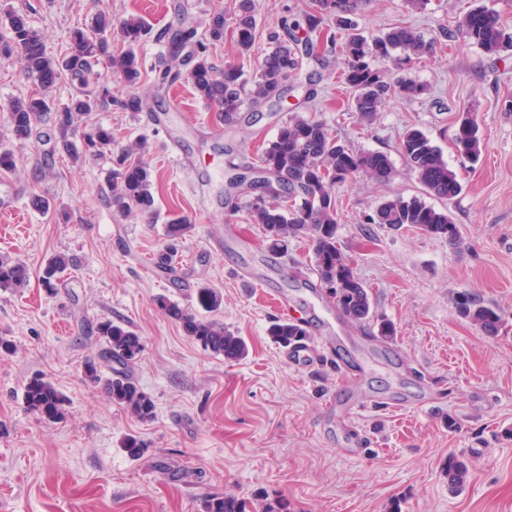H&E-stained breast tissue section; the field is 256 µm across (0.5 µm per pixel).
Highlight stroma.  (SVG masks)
I'll return each mask as SVG.
<instances>
[{
    "label": "stroma",
    "mask_w": 512,
    "mask_h": 512,
    "mask_svg": "<svg viewBox=\"0 0 512 512\" xmlns=\"http://www.w3.org/2000/svg\"><path fill=\"white\" fill-rule=\"evenodd\" d=\"M235 0H0V39L8 16L28 15L57 56L74 30L99 12L113 22L141 20L150 29L136 48L158 116L107 106L90 123L112 130L114 146L144 139L153 174L156 212L124 216L108 203L109 156L72 162L55 151L50 120L39 138L13 139L8 106L34 81L17 54H0V143L16 169L0 171L19 194L17 215L0 216V257L26 264L25 287L0 291V336L13 355L0 356V512H203L206 498L235 495L256 512L282 498L288 512H512V47L490 53L456 37L470 9L494 12L512 33V0H362L356 20L366 37L391 27L416 29L437 43L410 69L382 68L390 84L410 77L425 95H390L372 124L360 122L341 81L345 57L304 61L275 105H244L238 123L215 134L218 114L185 82L155 93L156 72L169 64L157 33L191 23L205 38L215 12L232 16ZM255 40L239 53L232 26L209 46L217 65H234L245 79L258 73L272 46L267 39L284 15L300 16L314 0H255ZM451 39H442L443 31ZM315 114L357 151L387 153L390 182L357 177L336 185L339 239L357 278L369 289L376 316L394 323L389 343L371 340L343 320L323 293L304 285L312 275L308 240L287 252L267 247L248 213L246 195L228 197L230 164L256 163L293 113ZM475 114L483 149L478 160L460 153V113ZM423 131L462 184L449 202L428 196L400 148L403 134ZM416 197L448 208L459 244L413 228L391 231L365 217L388 198ZM36 198L51 207L33 206ZM184 215L175 271L156 270L167 243L166 223ZM75 258L56 294L41 274L54 255ZM222 296L213 317L241 336L247 355L228 362L204 351L162 312L167 296L201 313L197 288ZM494 304L503 314L489 336L456 312L459 292ZM330 321L339 346L313 367L289 364L272 343L273 320ZM119 320L136 332L143 351L133 369L156 404L141 421L85 379L100 360L96 326ZM50 379L67 397L64 419L51 422L27 409L24 390L34 376ZM373 401L357 413L355 402ZM456 427H449V420ZM147 445L138 459L123 444ZM470 468L464 487L448 484L447 463Z\"/></svg>",
    "instance_id": "1"
}]
</instances>
